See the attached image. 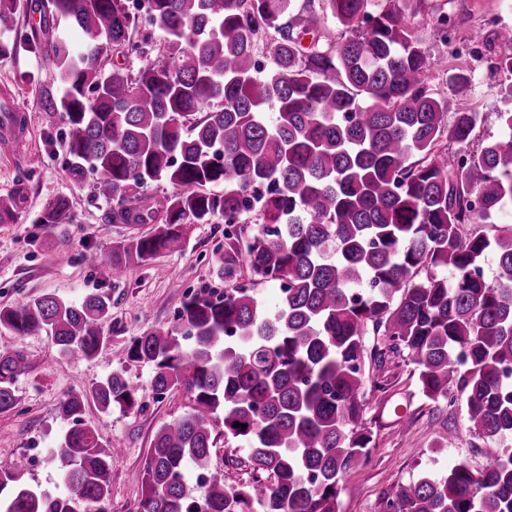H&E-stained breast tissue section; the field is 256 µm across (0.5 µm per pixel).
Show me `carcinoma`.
Wrapping results in <instances>:
<instances>
[{
	"instance_id": "obj_1",
	"label": "carcinoma",
	"mask_w": 512,
	"mask_h": 512,
	"mask_svg": "<svg viewBox=\"0 0 512 512\" xmlns=\"http://www.w3.org/2000/svg\"><path fill=\"white\" fill-rule=\"evenodd\" d=\"M311 2L149 0L156 43L128 0H0V58L22 48L44 60L39 111L67 128L69 177L112 204L109 223L155 225L91 255L102 281L179 250L186 225L224 220V289L188 296L182 329L129 345L158 397L179 388L191 400L134 475L137 512H338L340 482L370 456L368 395L388 391L396 358L414 365L425 400L464 398L470 430L498 446L480 469L461 462L392 486L380 512H512V224L491 221L512 205V111L498 113L507 135L463 152L482 119L469 79L459 73L454 94H439L410 24L425 10L443 23V5L322 0L319 15ZM35 14L39 27L18 29ZM484 40L491 71L512 74V29ZM155 181L174 191L145 192ZM25 201L19 181L0 212L14 219ZM250 214L259 229L242 243ZM73 221L58 196L37 224ZM244 265L279 284L272 309L237 284ZM111 308L102 292L42 294L0 307V331L44 332L92 358L110 340ZM25 368L21 352L0 353V414L15 407ZM90 404L128 411L136 392L114 372L67 395L59 413L70 427L52 458L68 494L21 485L20 469L0 466V512H105L118 449L84 423ZM221 437L247 449L241 484L211 467Z\"/></svg>"
}]
</instances>
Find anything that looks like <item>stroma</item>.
<instances>
[{
    "mask_svg": "<svg viewBox=\"0 0 512 512\" xmlns=\"http://www.w3.org/2000/svg\"><path fill=\"white\" fill-rule=\"evenodd\" d=\"M444 11L454 42L444 43L435 19L420 15L411 24L434 63L433 84L439 93L451 94L448 75L453 70H465L469 76L471 98L483 114L468 145L469 150L477 151L486 141L503 135L497 116L501 107L498 92L512 85V75L490 72L491 52L481 35L512 26V0H448ZM460 45L465 47V55L457 54ZM46 74L45 63L26 51L0 58V90L15 94L29 117L25 144L17 150L0 148V195L10 192L20 178L28 186L17 222L0 224V306H15L46 293L77 302L88 294L104 292L112 299L106 325L111 340L97 357L87 360L64 355L52 337L43 333L0 335V351L21 350L27 362L25 373L14 383L15 408L0 414V459L25 458L21 483L54 496L66 493L50 457L51 448L68 427L58 412L59 403L67 394L112 371H123L137 391L139 408L103 413L91 405L84 420L102 440L120 447L112 458L109 512H135L141 488L133 474L142 465L156 432L188 413L191 400L181 390L157 398L151 367L129 362L128 347L143 331L178 328L177 316L187 294L223 288L217 261L224 252V227L191 225L180 251L130 266L116 283L102 282L89 253L133 235L150 234L153 227L108 223V204L93 196L89 183L76 184L69 179L65 129L38 110L39 82ZM60 194L72 202L74 223L40 231L36 219L43 204ZM62 249L69 252L68 262L57 260ZM412 372V367L401 366L388 391L393 399L410 404L413 416L405 425H395L378 394H371L367 420L375 446L368 462L342 480L340 512H379L380 497L390 486L409 483L423 470L442 475L462 461L474 469L485 464L490 443L469 432L464 403L432 413ZM445 432L453 434L452 443L437 447L438 435Z\"/></svg>",
    "mask_w": 512,
    "mask_h": 512,
    "instance_id": "obj_1",
    "label": "stroma"
}]
</instances>
